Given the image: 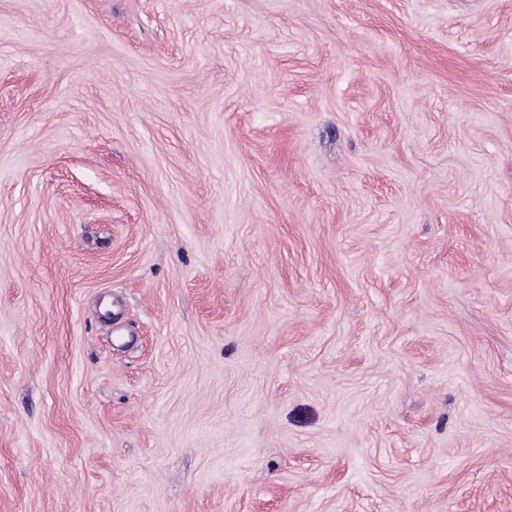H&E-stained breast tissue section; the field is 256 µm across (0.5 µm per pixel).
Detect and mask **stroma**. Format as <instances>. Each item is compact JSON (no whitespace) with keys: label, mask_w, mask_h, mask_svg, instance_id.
<instances>
[{"label":"stroma","mask_w":512,"mask_h":512,"mask_svg":"<svg viewBox=\"0 0 512 512\" xmlns=\"http://www.w3.org/2000/svg\"><path fill=\"white\" fill-rule=\"evenodd\" d=\"M0 512H512V0H0Z\"/></svg>","instance_id":"1"}]
</instances>
